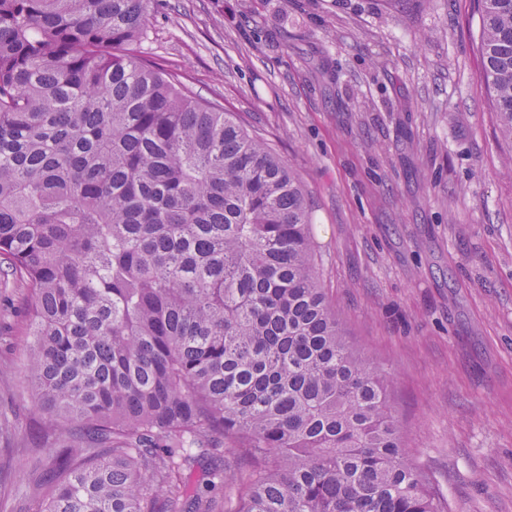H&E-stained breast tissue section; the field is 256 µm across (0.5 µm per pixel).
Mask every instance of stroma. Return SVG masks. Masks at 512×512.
<instances>
[{
	"label": "stroma",
	"mask_w": 512,
	"mask_h": 512,
	"mask_svg": "<svg viewBox=\"0 0 512 512\" xmlns=\"http://www.w3.org/2000/svg\"><path fill=\"white\" fill-rule=\"evenodd\" d=\"M477 0H152L145 56L263 133L310 198L320 278L394 380L448 512H512V146ZM26 293L0 277V512H34L53 428L21 370Z\"/></svg>",
	"instance_id": "stroma-1"
}]
</instances>
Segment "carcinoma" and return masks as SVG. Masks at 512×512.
<instances>
[{
	"mask_svg": "<svg viewBox=\"0 0 512 512\" xmlns=\"http://www.w3.org/2000/svg\"><path fill=\"white\" fill-rule=\"evenodd\" d=\"M150 4L0 0V273L66 431L39 512H445L326 300L300 178L141 53ZM478 9L512 144V0ZM223 447L247 468L186 480Z\"/></svg>",
	"mask_w": 512,
	"mask_h": 512,
	"instance_id": "cac0c4a2",
	"label": "carcinoma"
}]
</instances>
